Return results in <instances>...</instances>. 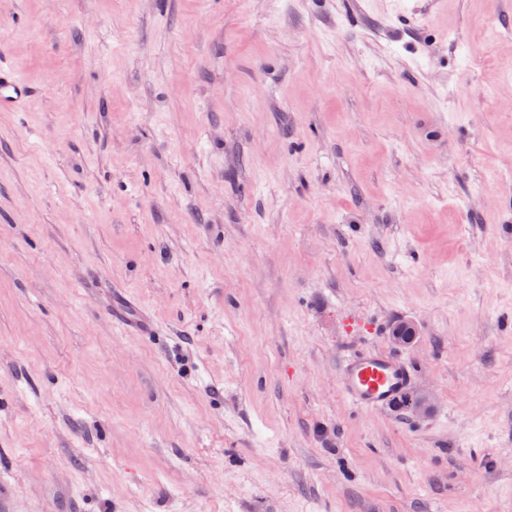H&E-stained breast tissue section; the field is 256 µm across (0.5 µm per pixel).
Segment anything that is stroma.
<instances>
[{
  "label": "stroma",
  "mask_w": 512,
  "mask_h": 512,
  "mask_svg": "<svg viewBox=\"0 0 512 512\" xmlns=\"http://www.w3.org/2000/svg\"><path fill=\"white\" fill-rule=\"evenodd\" d=\"M0 59V499L512 512V0H0ZM31 88L0 59V111L19 109L30 96ZM339 390L356 409L387 408L410 385L413 368L408 361L379 349H364L338 360Z\"/></svg>",
  "instance_id": "stroma-1"
}]
</instances>
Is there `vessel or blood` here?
I'll list each match as a JSON object with an SVG mask.
<instances>
[{"label":"vessel or blood","instance_id":"b4317fda","mask_svg":"<svg viewBox=\"0 0 512 512\" xmlns=\"http://www.w3.org/2000/svg\"><path fill=\"white\" fill-rule=\"evenodd\" d=\"M30 93V87L0 62V111L19 109ZM338 372L343 397L366 412L387 408L409 387L413 377L408 361L379 349L342 355Z\"/></svg>","mask_w":512,"mask_h":512}]
</instances>
